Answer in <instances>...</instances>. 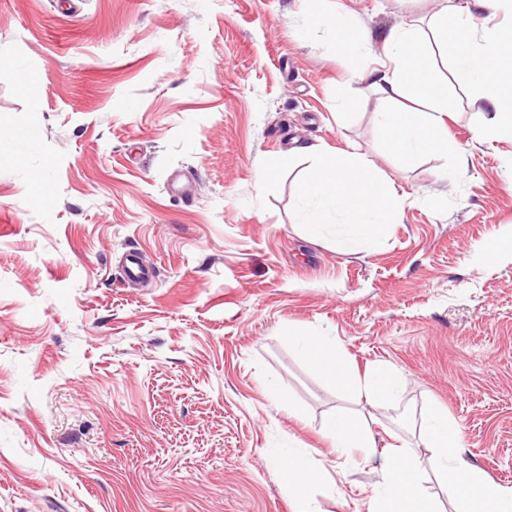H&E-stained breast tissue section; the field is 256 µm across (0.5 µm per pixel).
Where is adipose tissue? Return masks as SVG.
<instances>
[{"label": "adipose tissue", "mask_w": 512, "mask_h": 512, "mask_svg": "<svg viewBox=\"0 0 512 512\" xmlns=\"http://www.w3.org/2000/svg\"><path fill=\"white\" fill-rule=\"evenodd\" d=\"M310 24L315 29L333 31L346 55L364 57L365 48L344 15L316 11ZM432 24L435 39L453 58L458 82L485 103L474 130L475 140L490 144L512 139V27L495 23L477 29L468 20L444 11L434 16ZM386 49L387 63L368 73L382 100L391 105L409 98L430 105L426 112H395L389 108L379 113V132L387 151L403 160L450 153L458 167H465V155L448 140L445 119L453 109L452 96L417 30L410 25L392 30ZM310 156L312 163L300 171L294 196L297 223L303 224L315 240L337 232L338 244L347 252L372 248L384 226L398 221L403 208L401 199L357 148L336 153L314 150ZM292 339L316 372L363 398L372 408L389 409L398 399L402 382L392 370L378 366L358 373L327 336L297 330ZM421 433L453 489L455 512H512V488L496 483L480 467L464 459L460 427L447 413L430 409L423 418ZM322 434L330 448L341 454L368 457L378 446L372 429L347 415L329 416ZM277 466L295 512H319L312 486L322 474L309 466L306 455L283 449ZM421 469L422 462L414 448L404 443L391 445L382 466L384 483L377 512H436L421 488Z\"/></svg>", "instance_id": "adipose-tissue-1"}]
</instances>
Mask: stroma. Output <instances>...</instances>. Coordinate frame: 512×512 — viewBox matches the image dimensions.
I'll return each mask as SVG.
<instances>
[{
	"instance_id": "stroma-1",
	"label": "stroma",
	"mask_w": 512,
	"mask_h": 512,
	"mask_svg": "<svg viewBox=\"0 0 512 512\" xmlns=\"http://www.w3.org/2000/svg\"><path fill=\"white\" fill-rule=\"evenodd\" d=\"M355 18L366 62L415 24L442 78L441 8L512 23L472 0H323ZM310 0H0V512H293L273 457L295 445L328 472L321 512H373L389 444L423 461L427 408L463 456L512 488V258L483 246L512 225V139L480 145L484 106L453 85L437 154L394 162L384 108ZM38 74L31 105L18 70ZM357 145L404 203L350 254L296 224L307 156ZM137 252L154 270L123 267ZM335 340L358 370L402 379L387 410L325 381L289 339ZM303 409L304 422L288 415ZM345 412L378 435L331 452ZM322 434L330 448L341 454L360 453L369 457L378 447L372 429L347 415L329 416L323 423Z\"/></svg>"
}]
</instances>
